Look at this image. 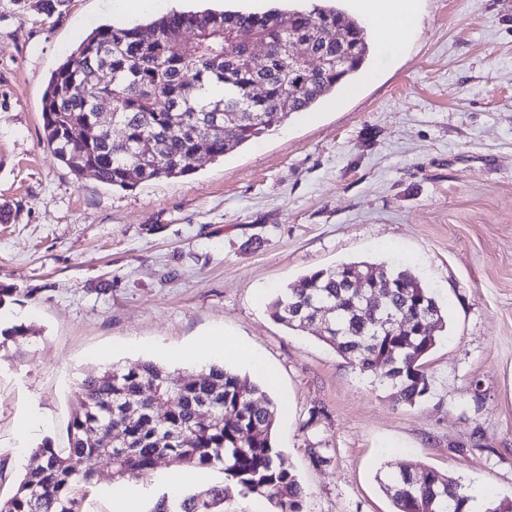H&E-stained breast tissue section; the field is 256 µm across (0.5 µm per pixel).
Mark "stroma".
<instances>
[{
  "instance_id": "1",
  "label": "stroma",
  "mask_w": 512,
  "mask_h": 512,
  "mask_svg": "<svg viewBox=\"0 0 512 512\" xmlns=\"http://www.w3.org/2000/svg\"><path fill=\"white\" fill-rule=\"evenodd\" d=\"M118 0H0V497L44 441L67 445L88 373L169 358L220 333L275 377L274 443L306 491L302 512H392L378 475L421 463L512 499V0H418L415 28L373 48L377 79L291 114L192 174L112 188L48 146L51 73ZM408 267L447 328L415 405L268 308L277 289L344 262ZM32 428L19 440L21 426ZM178 460L128 480L139 512Z\"/></svg>"
}]
</instances>
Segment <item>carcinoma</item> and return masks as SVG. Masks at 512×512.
Masks as SVG:
<instances>
[{
    "label": "carcinoma",
    "instance_id": "carcinoma-1",
    "mask_svg": "<svg viewBox=\"0 0 512 512\" xmlns=\"http://www.w3.org/2000/svg\"><path fill=\"white\" fill-rule=\"evenodd\" d=\"M343 0H318L309 11H172L146 23L95 28L51 74L43 96L46 141L71 172L94 170L104 183L130 189L142 182L190 174L202 136L214 158L252 143L305 112L357 73L369 57L368 27ZM186 30L195 39L183 42ZM302 43L315 65H299L288 42ZM265 44L263 67L252 65ZM106 71L110 79L101 81ZM264 87L257 97L254 87ZM113 102L112 122L98 125L97 103ZM366 288L382 294L373 311L346 288L353 264L301 276L269 303L273 318L292 330L320 324L318 337L363 373L413 406L429 390L426 358L446 328L433 294L408 269L363 263ZM403 313L395 329L375 320ZM163 404L159 417L154 406ZM68 447L46 442L39 461L0 499V512H80L94 484V462L107 458L115 481L138 478L170 456L189 468L222 466L224 480L266 499L276 512H302L305 490L274 445L277 404L249 375L209 366L181 384L153 362L90 374L75 387ZM204 409L211 411L200 418ZM392 512H472L471 497L452 476L408 465L378 478ZM228 486L160 498L151 512H224Z\"/></svg>",
    "mask_w": 512,
    "mask_h": 512
}]
</instances>
